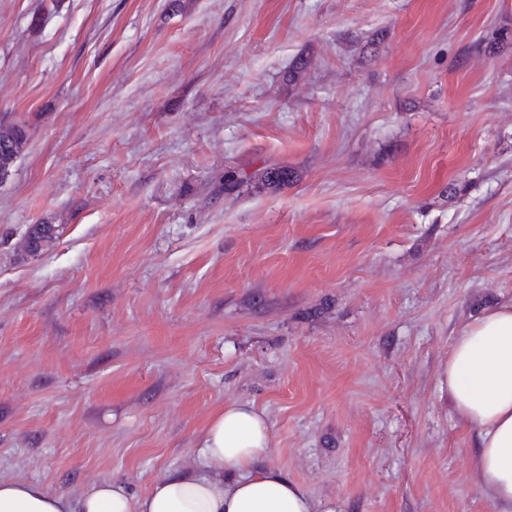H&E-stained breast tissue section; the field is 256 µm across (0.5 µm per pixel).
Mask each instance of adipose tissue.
Instances as JSON below:
<instances>
[{"label": "adipose tissue", "instance_id": "obj_1", "mask_svg": "<svg viewBox=\"0 0 512 512\" xmlns=\"http://www.w3.org/2000/svg\"><path fill=\"white\" fill-rule=\"evenodd\" d=\"M444 377L477 436L478 485L498 512H512V305L486 310L459 333ZM270 439L263 410L229 404L210 421L196 469L160 476L145 495L112 481L74 499L35 481L0 480V512H317L300 484L268 464Z\"/></svg>", "mask_w": 512, "mask_h": 512}]
</instances>
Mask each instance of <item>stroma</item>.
Instances as JSON below:
<instances>
[{
	"mask_svg": "<svg viewBox=\"0 0 512 512\" xmlns=\"http://www.w3.org/2000/svg\"><path fill=\"white\" fill-rule=\"evenodd\" d=\"M1 118V479L141 495L249 402L321 506L497 512L442 372L512 305V0H0ZM28 141L27 126L21 121L0 122V172L10 173ZM6 147V149H5ZM55 227L51 224H34L29 227L26 235V247L31 253L48 249L56 238Z\"/></svg>",
	"mask_w": 512,
	"mask_h": 512,
	"instance_id": "obj_1",
	"label": "stroma"
}]
</instances>
